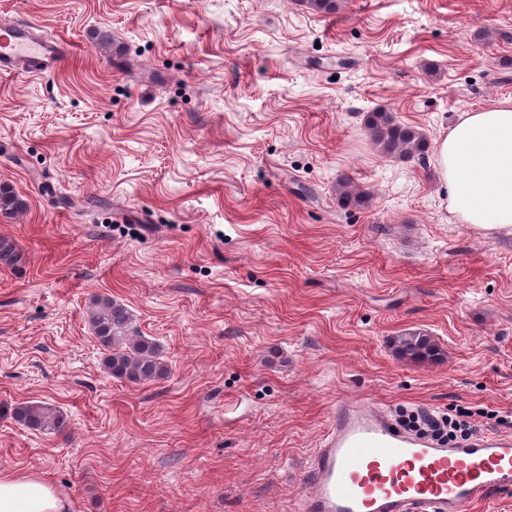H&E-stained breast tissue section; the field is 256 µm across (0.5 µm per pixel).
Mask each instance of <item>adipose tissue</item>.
I'll use <instances>...</instances> for the list:
<instances>
[{
	"instance_id": "adipose-tissue-1",
	"label": "adipose tissue",
	"mask_w": 512,
	"mask_h": 512,
	"mask_svg": "<svg viewBox=\"0 0 512 512\" xmlns=\"http://www.w3.org/2000/svg\"><path fill=\"white\" fill-rule=\"evenodd\" d=\"M435 168L459 223L511 234L512 100L463 113L437 140ZM0 512H72V504L36 475L0 470Z\"/></svg>"
}]
</instances>
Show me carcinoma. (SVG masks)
Wrapping results in <instances>:
<instances>
[{
	"instance_id": "1",
	"label": "carcinoma",
	"mask_w": 512,
	"mask_h": 512,
	"mask_svg": "<svg viewBox=\"0 0 512 512\" xmlns=\"http://www.w3.org/2000/svg\"><path fill=\"white\" fill-rule=\"evenodd\" d=\"M373 143L386 156L409 160L423 159L428 151L424 135L417 129L397 122L385 111L369 112L365 118ZM336 198L340 206L363 207L366 194L342 178L336 183ZM20 206V200L6 186H0V211L9 213ZM20 260L15 244L0 238V264L13 266ZM98 342L107 351L104 369L113 377L133 384L157 382L169 374L159 346L144 336L135 334L128 309L110 297L95 301L89 317ZM398 351L413 357L432 356L435 352L431 340L420 334L399 338ZM13 419L21 426L46 433H59L66 427L63 414L54 407L39 402L21 403L14 408Z\"/></svg>"
}]
</instances>
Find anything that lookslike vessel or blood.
<instances>
[{"label":"vessel or blood","mask_w":512,"mask_h":512,"mask_svg":"<svg viewBox=\"0 0 512 512\" xmlns=\"http://www.w3.org/2000/svg\"><path fill=\"white\" fill-rule=\"evenodd\" d=\"M63 42L0 24V71L47 75ZM512 483V438L440 446L404 432L379 407L341 406L312 455L298 512H465Z\"/></svg>","instance_id":"vessel-or-blood-1"}]
</instances>
